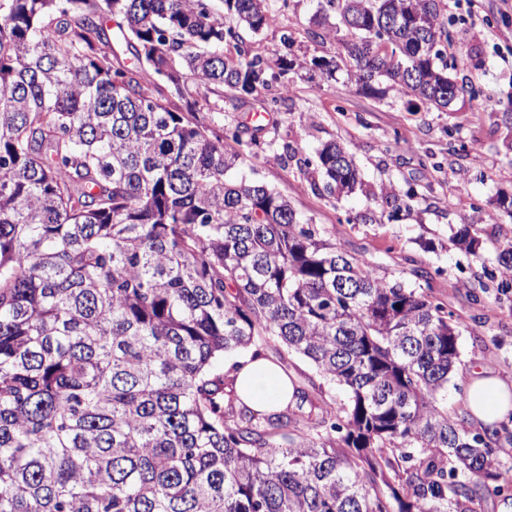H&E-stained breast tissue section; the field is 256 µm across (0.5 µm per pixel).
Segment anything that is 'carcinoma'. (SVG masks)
<instances>
[{
	"mask_svg": "<svg viewBox=\"0 0 512 512\" xmlns=\"http://www.w3.org/2000/svg\"><path fill=\"white\" fill-rule=\"evenodd\" d=\"M442 0H324L359 17L339 60L448 104ZM280 0H0V512H478L512 497V428L448 414L459 321L301 219L242 168L258 142L196 113L228 86L290 92L282 55L224 45L273 27ZM194 84L197 96L190 95ZM164 84L185 110L154 94ZM327 188L352 154L316 151ZM457 240L477 260L466 228ZM512 291V238L498 246ZM305 358L345 398L294 390L258 413L233 359Z\"/></svg>",
	"mask_w": 512,
	"mask_h": 512,
	"instance_id": "carcinoma-1",
	"label": "carcinoma"
}]
</instances>
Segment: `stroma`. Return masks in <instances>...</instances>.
<instances>
[{
	"instance_id": "stroma-1",
	"label": "stroma",
	"mask_w": 512,
	"mask_h": 512,
	"mask_svg": "<svg viewBox=\"0 0 512 512\" xmlns=\"http://www.w3.org/2000/svg\"><path fill=\"white\" fill-rule=\"evenodd\" d=\"M443 4L453 48L483 61L465 74L473 93L450 110L413 112L388 83L371 96L345 72L328 76L312 60L334 57L340 47L311 36L318 0H289L278 25L248 36L245 45L252 55L271 59L284 52L294 61L289 99L260 127L253 116L264 112L270 92L242 98L227 88L211 95L210 111L199 118L220 137L248 126L260 143L245 167L248 177L287 196L305 220L365 257L378 275L413 286L416 271L429 273L432 296L462 323L460 362L448 384V409L457 413L468 365L483 362L512 379V298H499L489 278L498 267V241L512 232V217L498 205L500 197H512V127L502 121L512 98V0ZM285 34L294 40L288 51ZM330 140L354 156L362 183L356 194H329L313 165L316 148ZM474 141L479 152L459 151V144ZM285 142L292 155L282 154ZM384 190L391 203L382 202ZM465 224L478 232L481 259L453 240Z\"/></svg>"
}]
</instances>
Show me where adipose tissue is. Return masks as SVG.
I'll list each match as a JSON object with an SVG mask.
<instances>
[{
	"label": "adipose tissue",
	"instance_id": "adipose-tissue-1",
	"mask_svg": "<svg viewBox=\"0 0 512 512\" xmlns=\"http://www.w3.org/2000/svg\"><path fill=\"white\" fill-rule=\"evenodd\" d=\"M236 373V389L251 408L269 412L293 400L294 389L281 368L265 357L244 356ZM465 408L472 422L487 427L512 418V381L495 369L478 365L464 380Z\"/></svg>",
	"mask_w": 512,
	"mask_h": 512
}]
</instances>
